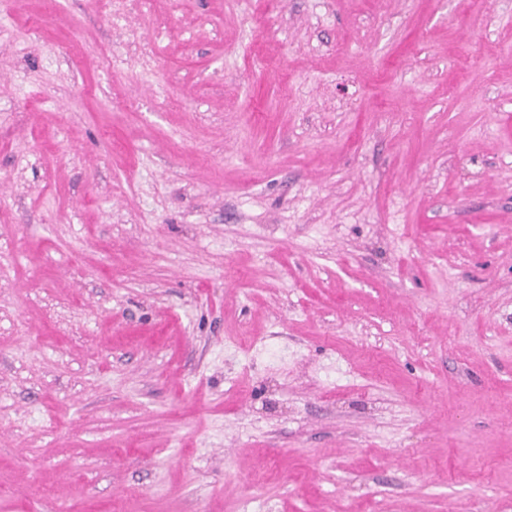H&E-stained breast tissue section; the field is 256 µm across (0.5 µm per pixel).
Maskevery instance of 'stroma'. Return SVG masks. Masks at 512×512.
I'll return each mask as SVG.
<instances>
[{"mask_svg":"<svg viewBox=\"0 0 512 512\" xmlns=\"http://www.w3.org/2000/svg\"><path fill=\"white\" fill-rule=\"evenodd\" d=\"M0 512H512V0H0Z\"/></svg>","mask_w":512,"mask_h":512,"instance_id":"35a3bbf8","label":"stroma"}]
</instances>
